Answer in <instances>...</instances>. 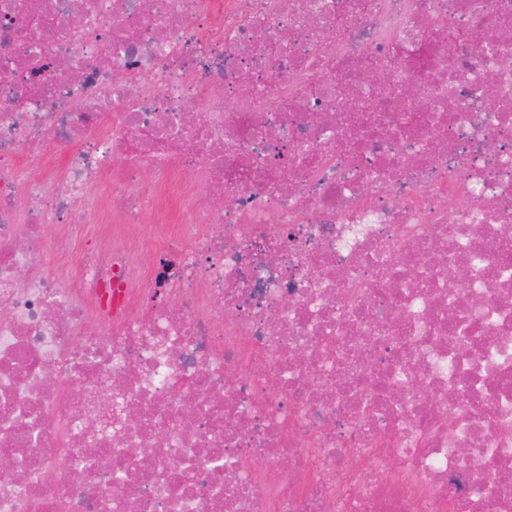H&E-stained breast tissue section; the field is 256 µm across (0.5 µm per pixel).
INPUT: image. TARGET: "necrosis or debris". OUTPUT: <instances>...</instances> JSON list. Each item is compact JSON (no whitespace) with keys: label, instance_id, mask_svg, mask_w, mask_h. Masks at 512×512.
<instances>
[{"label":"necrosis or debris","instance_id":"4bbe7bcc","mask_svg":"<svg viewBox=\"0 0 512 512\" xmlns=\"http://www.w3.org/2000/svg\"><path fill=\"white\" fill-rule=\"evenodd\" d=\"M1 457L0 512H512V0H0Z\"/></svg>","mask_w":512,"mask_h":512}]
</instances>
